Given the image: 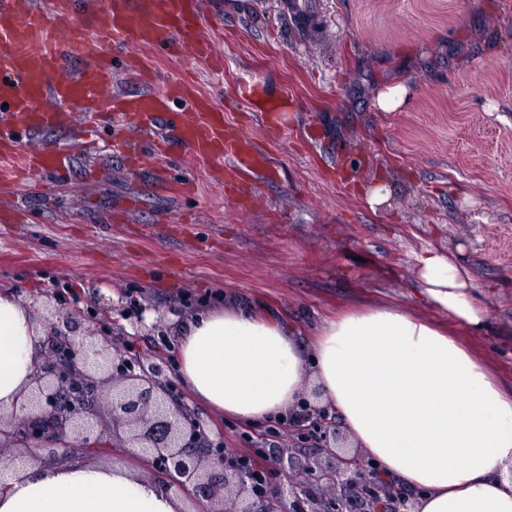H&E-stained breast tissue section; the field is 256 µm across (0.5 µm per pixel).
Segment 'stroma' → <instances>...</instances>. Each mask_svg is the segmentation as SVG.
I'll return each mask as SVG.
<instances>
[{
    "label": "stroma",
    "mask_w": 512,
    "mask_h": 512,
    "mask_svg": "<svg viewBox=\"0 0 512 512\" xmlns=\"http://www.w3.org/2000/svg\"><path fill=\"white\" fill-rule=\"evenodd\" d=\"M310 32L283 0H203L224 72L158 58L160 78L190 73L250 132L274 170L238 193L202 187L173 197L171 180H201L173 115L157 127L168 170L130 169L141 145L108 112L72 110L55 127L11 136L52 150L71 168L56 185L35 174L0 185V292L44 299L71 287L68 313L132 354L166 346L189 315L231 302L314 332L349 311L386 306L451 330L425 299L419 260L449 254L468 270L486 328L463 340L512 381V0H308ZM406 84L383 112L376 95ZM287 94L271 114L244 106L248 87ZM389 197L367 203L376 180ZM228 452L257 453L268 424L214 411ZM408 98V88L405 84L397 83L378 93L377 106L381 111L394 112L403 107Z\"/></svg>",
    "instance_id": "stroma-1"
}]
</instances>
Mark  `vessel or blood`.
I'll return each instance as SVG.
<instances>
[{"label":"vessel or blood","mask_w":512,"mask_h":512,"mask_svg":"<svg viewBox=\"0 0 512 512\" xmlns=\"http://www.w3.org/2000/svg\"><path fill=\"white\" fill-rule=\"evenodd\" d=\"M198 0H111L103 22H78L73 0H0V115L30 130L50 128L70 107L91 113L109 107L130 123L174 114L184 143L196 157L225 166L237 176L264 171L265 154L242 131L226 133L224 113L194 86L173 77L163 89L127 95L112 90V56L132 48L165 47L171 57L191 58L209 70L212 48L202 35ZM68 57L84 61L81 69L61 73ZM0 158L11 159L15 173L61 175L64 165L46 153L20 151L15 142L0 143Z\"/></svg>","instance_id":"obj_1"}]
</instances>
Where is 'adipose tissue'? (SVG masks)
<instances>
[{"instance_id":"1","label":"adipose tissue","mask_w":512,"mask_h":512,"mask_svg":"<svg viewBox=\"0 0 512 512\" xmlns=\"http://www.w3.org/2000/svg\"><path fill=\"white\" fill-rule=\"evenodd\" d=\"M422 292L472 332L484 321L467 270L420 259ZM294 325L227 305L186 321L179 372L209 407L253 423L297 415L307 378L385 478L416 492L418 512H512V388L456 337L389 309L327 321L311 344ZM42 331L0 292V407L36 371ZM0 512H183L181 496L124 467L74 459L16 464Z\"/></svg>"}]
</instances>
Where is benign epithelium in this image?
<instances>
[{
	"label": "benign epithelium",
	"instance_id": "1",
	"mask_svg": "<svg viewBox=\"0 0 512 512\" xmlns=\"http://www.w3.org/2000/svg\"><path fill=\"white\" fill-rule=\"evenodd\" d=\"M37 353L32 386L11 409H0V470L17 460L62 463L106 444L94 419L103 400L124 459L146 461L148 478L183 494L195 512H415L414 497L384 481L345 437L325 408L305 410L288 425V442L263 449L271 465L288 471V488L272 487L269 473L224 450V435L176 397L168 358L128 355L102 344L103 331L63 313ZM16 452L4 455V449ZM303 448H318L308 455Z\"/></svg>",
	"mask_w": 512,
	"mask_h": 512
}]
</instances>
